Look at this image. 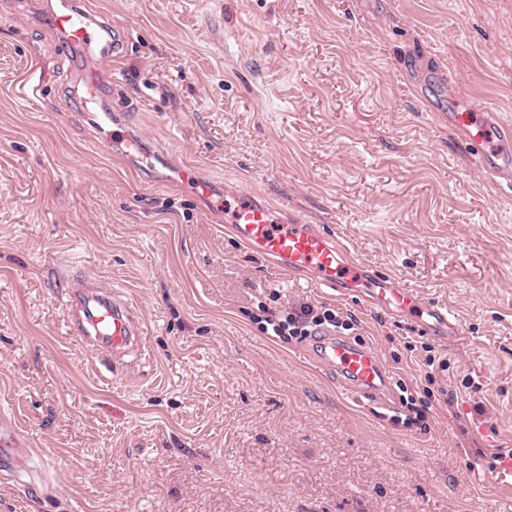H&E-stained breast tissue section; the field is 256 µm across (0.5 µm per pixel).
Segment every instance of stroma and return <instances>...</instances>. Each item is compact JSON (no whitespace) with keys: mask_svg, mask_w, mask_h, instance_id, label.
Returning a JSON list of instances; mask_svg holds the SVG:
<instances>
[{"mask_svg":"<svg viewBox=\"0 0 512 512\" xmlns=\"http://www.w3.org/2000/svg\"><path fill=\"white\" fill-rule=\"evenodd\" d=\"M73 2L125 40L91 108L42 0H0V408L48 460L42 497L0 478V512H512V190L440 117L453 90L512 121V0ZM99 112L152 171L102 151ZM182 159L300 212L461 333L280 273L163 183ZM72 275L139 308L131 365L70 331ZM261 302L353 322L390 408L316 369L314 337L262 335Z\"/></svg>","mask_w":512,"mask_h":512,"instance_id":"stroma-1","label":"stroma"}]
</instances>
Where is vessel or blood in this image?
Returning <instances> with one entry per match:
<instances>
[{
	"label": "vessel or blood",
	"mask_w": 512,
	"mask_h": 512,
	"mask_svg": "<svg viewBox=\"0 0 512 512\" xmlns=\"http://www.w3.org/2000/svg\"><path fill=\"white\" fill-rule=\"evenodd\" d=\"M61 35L66 50L83 55L85 66L78 82L84 99L93 100L112 92V65L121 59L124 41L108 37L105 22L60 0L49 17ZM448 125L474 148L482 162L505 156L512 145V125L503 122L484 103L449 97ZM98 126L101 145L120 151L132 166L147 163L136 133L114 130L110 114H103ZM175 181L184 184L205 208L220 217L234 238L252 253L269 259L290 276L309 275L318 288L353 291L366 303L395 316L412 320L426 335L445 339L458 335L460 325L445 307L423 302L400 288L387 276L371 273L357 262L335 238L303 218L275 215L260 192L225 185L224 197H217L209 177L192 163L173 169ZM63 310L69 327L87 348L108 364H123L141 333V316L117 290L96 280L75 277L65 292ZM312 362L335 375L354 398L377 397L387 386L388 376L379 354L364 345L328 334L318 341ZM28 443L11 416L0 414V455L16 457L26 453Z\"/></svg>",
	"instance_id": "b4317fda"
}]
</instances>
